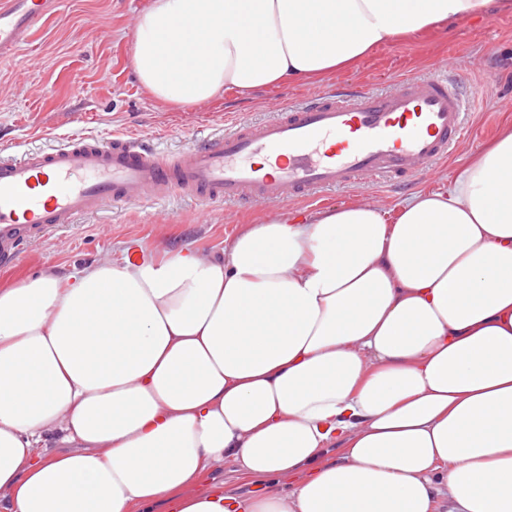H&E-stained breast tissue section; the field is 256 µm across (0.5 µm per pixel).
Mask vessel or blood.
<instances>
[{
	"label": "vessel or blood",
	"instance_id": "obj_1",
	"mask_svg": "<svg viewBox=\"0 0 512 512\" xmlns=\"http://www.w3.org/2000/svg\"><path fill=\"white\" fill-rule=\"evenodd\" d=\"M59 7L60 0H0V61L14 58ZM465 81L435 63L392 88L327 91L172 154L116 133L71 135L48 150L0 156V266L113 202L179 195L204 205L273 206L359 178L424 179L469 133Z\"/></svg>",
	"mask_w": 512,
	"mask_h": 512
}]
</instances>
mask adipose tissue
Here are the masks:
<instances>
[{"instance_id":"ef3b65f1","label":"adipose tissue","mask_w":512,"mask_h":512,"mask_svg":"<svg viewBox=\"0 0 512 512\" xmlns=\"http://www.w3.org/2000/svg\"><path fill=\"white\" fill-rule=\"evenodd\" d=\"M493 0H150L166 107L354 69ZM60 443L47 451L48 440ZM298 475L191 494L214 466ZM512 512V119L447 192L284 211L211 258L0 288V512Z\"/></svg>"}]
</instances>
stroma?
<instances>
[{"label":"stroma","mask_w":512,"mask_h":512,"mask_svg":"<svg viewBox=\"0 0 512 512\" xmlns=\"http://www.w3.org/2000/svg\"><path fill=\"white\" fill-rule=\"evenodd\" d=\"M61 2L60 16L43 21L17 60L0 62V151L44 149L73 133L103 138L120 132L174 153L241 119L269 118L283 99L345 85L385 90L401 77L451 60L481 96L470 118L473 136L414 185L395 188L361 180L334 199L338 205L363 200L388 210L411 194L447 189L466 156L498 133L504 114H512V11L505 9L404 38L378 49L357 69L320 83L290 80L247 97L228 89L222 98L173 110L147 94L131 64L137 17L149 0ZM275 213V208L266 206H203L183 197L149 208L112 204L100 214L78 218L73 230L48 235L33 244L21 261L0 268V287L46 268L71 273L122 253L139 261L188 246L217 255L240 225ZM218 482L225 494L244 496L283 493L291 480L246 479L227 463L210 470L199 486L204 489Z\"/></svg>","instance_id":"35a3bbf8"}]
</instances>
